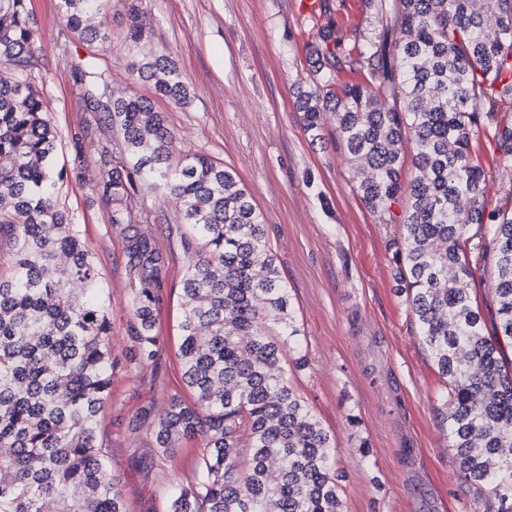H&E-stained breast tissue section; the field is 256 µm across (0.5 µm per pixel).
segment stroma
Returning a JSON list of instances; mask_svg holds the SVG:
<instances>
[{"mask_svg":"<svg viewBox=\"0 0 512 512\" xmlns=\"http://www.w3.org/2000/svg\"><path fill=\"white\" fill-rule=\"evenodd\" d=\"M293 0H141L148 30L137 51L170 52L190 91L188 104L157 100L174 134V153H201L236 169L260 208L268 240L288 282L303 332L304 368L290 376L336 442L346 512H485L486 493L459 475L448 446L444 387L419 342L404 297L395 292L392 226L381 223L352 187L350 164L331 140L311 144L294 105L315 33ZM39 29L36 73L56 79L45 90L47 117L62 141L67 178L59 202L80 224L110 299V401L97 438L106 469L120 481L126 512H169L174 487L193 481L203 443L162 454L152 420L172 399L190 404L180 359L186 232L174 203L147 195L164 221L144 225L167 260L156 293L160 346L153 362L131 363V273L122 235L96 199L94 154L75 160L71 133L89 115L64 78L57 0H30ZM112 42L101 60L121 92L149 94L127 69L129 18L114 0Z\"/></svg>","mask_w":512,"mask_h":512,"instance_id":"stroma-1","label":"stroma"}]
</instances>
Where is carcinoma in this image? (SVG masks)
Here are the masks:
<instances>
[{"label": "carcinoma", "mask_w": 512, "mask_h": 512, "mask_svg": "<svg viewBox=\"0 0 512 512\" xmlns=\"http://www.w3.org/2000/svg\"><path fill=\"white\" fill-rule=\"evenodd\" d=\"M307 76L294 95L302 128L324 142L323 114L363 204L396 234V292L445 388L448 447L462 477L512 512V182L490 187L473 150L486 135L496 166L512 169V0H364L380 28L349 43L319 0ZM112 0H58L64 73L90 122L109 133L71 135L75 159L98 156L95 194L123 235L132 281V342L154 359L155 292L166 257L137 225L162 219L148 191L179 204L184 238L183 376L153 425L159 448L199 438L192 483L170 512H345L336 443L283 368L306 365L292 296L263 215L237 172L195 153L173 159L174 136L152 98L121 95L95 48L110 39ZM128 47L146 29L129 0ZM75 38L89 48L70 52ZM39 30L28 0H0V512H124L119 480L97 443L112 371L110 301L80 225L60 207L58 133L45 117L48 75L34 72ZM128 71L155 96L189 100L172 54L132 53ZM412 149L413 178L403 179ZM498 197L489 207L490 194ZM490 273L493 333L474 305L476 264ZM250 450L252 466L238 471Z\"/></svg>", "instance_id": "obj_1"}]
</instances>
